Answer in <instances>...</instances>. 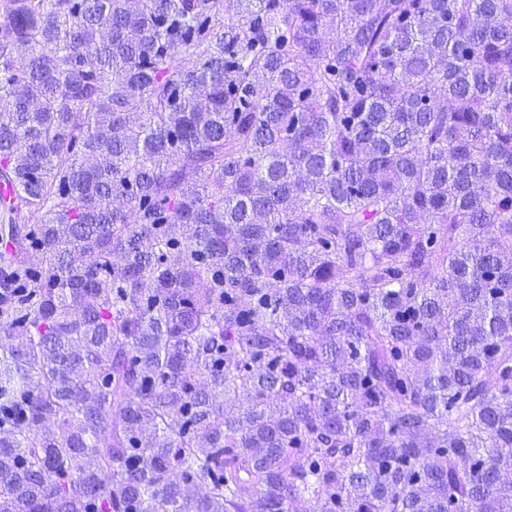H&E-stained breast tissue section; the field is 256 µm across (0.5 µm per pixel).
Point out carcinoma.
<instances>
[{
	"label": "carcinoma",
	"mask_w": 512,
	"mask_h": 512,
	"mask_svg": "<svg viewBox=\"0 0 512 512\" xmlns=\"http://www.w3.org/2000/svg\"><path fill=\"white\" fill-rule=\"evenodd\" d=\"M0 512H512V0H0Z\"/></svg>",
	"instance_id": "1"
}]
</instances>
